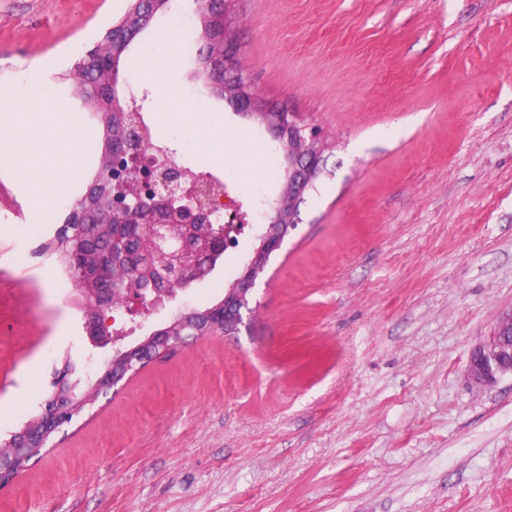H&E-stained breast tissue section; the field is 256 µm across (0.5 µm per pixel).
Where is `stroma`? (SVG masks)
Wrapping results in <instances>:
<instances>
[{
	"instance_id": "35a3bbf8",
	"label": "stroma",
	"mask_w": 512,
	"mask_h": 512,
	"mask_svg": "<svg viewBox=\"0 0 512 512\" xmlns=\"http://www.w3.org/2000/svg\"><path fill=\"white\" fill-rule=\"evenodd\" d=\"M125 0H0V84L61 76ZM163 82L124 67L120 96L178 163L222 177L247 225L186 294L221 301L239 276L283 160L269 133L194 75L195 0ZM239 60L266 103L299 113L326 145L302 222L252 291L234 336L189 339L124 379L0 488V512H512V376L483 391L472 347L512 306V0H230ZM196 105L191 127L164 87ZM90 146L56 217L0 201V253L22 250L34 316L0 336L48 339L0 387V439L42 411L63 356L91 372L75 290L58 294L43 246L85 193L102 128L67 105ZM224 126L216 152L214 124Z\"/></svg>"
}]
</instances>
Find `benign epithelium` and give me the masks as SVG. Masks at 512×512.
<instances>
[{"instance_id":"7a95c632","label":"benign epithelium","mask_w":512,"mask_h":512,"mask_svg":"<svg viewBox=\"0 0 512 512\" xmlns=\"http://www.w3.org/2000/svg\"><path fill=\"white\" fill-rule=\"evenodd\" d=\"M197 2L205 33L196 53L200 73L224 92V101L236 112L270 133L286 163L279 192L266 202L253 258L211 312L209 323L224 327L228 336L246 326L245 317L252 313L249 296L258 278L301 223L300 205L321 172L325 145L299 114L266 104L254 91L236 58L226 0ZM170 8V0H128L123 15L72 73L86 86L84 102L115 120L103 134L105 163L64 218V223L76 225L69 236L66 272L81 297L88 344L110 353L98 371L112 376L115 393L130 369L116 348L125 339L124 332L112 329L116 315L134 319L180 303L181 294L223 258L240 228L224 222V192L214 190L213 181L181 166L174 149L149 141L141 115L149 92L137 100L121 98L116 91L122 54L156 15ZM151 340L165 350H177L187 336L166 325L153 330L146 338ZM506 374L512 375V307L499 313L490 334L474 347L467 369L477 388ZM53 382L67 387L64 399L47 403L43 412L45 424L55 430L75 416L71 401L81 392V379L74 370L61 368Z\"/></svg>"}]
</instances>
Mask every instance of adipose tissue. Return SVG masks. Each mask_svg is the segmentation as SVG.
Returning <instances> with one entry per match:
<instances>
[{
	"mask_svg": "<svg viewBox=\"0 0 512 512\" xmlns=\"http://www.w3.org/2000/svg\"><path fill=\"white\" fill-rule=\"evenodd\" d=\"M48 84V74L38 71L23 87L0 90V152L11 157L41 204L64 193L85 142Z\"/></svg>",
	"mask_w": 512,
	"mask_h": 512,
	"instance_id": "1",
	"label": "adipose tissue"
}]
</instances>
